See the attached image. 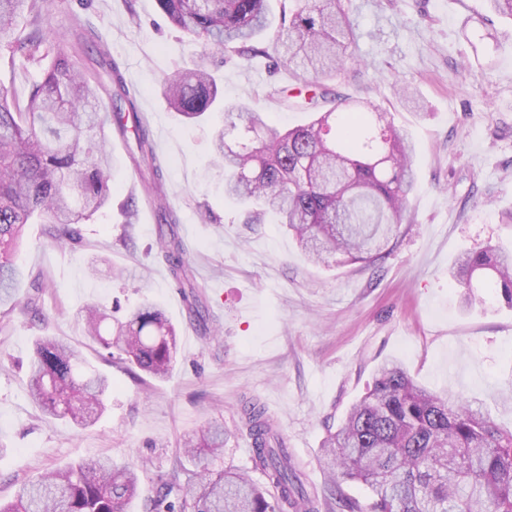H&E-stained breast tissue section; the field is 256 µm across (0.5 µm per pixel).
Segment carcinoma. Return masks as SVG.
<instances>
[{"mask_svg":"<svg viewBox=\"0 0 512 512\" xmlns=\"http://www.w3.org/2000/svg\"><path fill=\"white\" fill-rule=\"evenodd\" d=\"M268 2L157 0L191 41L246 59L258 54L254 40L272 27ZM293 2L288 22L275 31L274 61L293 73L294 106L313 114L310 122L280 129L262 112L221 106L217 80L201 65L166 75L161 94L190 122L224 112L211 163L224 170V198L241 208L243 223L285 227L311 261L336 256L367 264L382 257L400 229L415 182L414 146L369 102L339 97L318 109L328 95L319 78L336 75L351 59L350 0ZM0 48L25 71L50 60L25 98L0 86V307L9 315L37 310L35 298L22 302L16 293L25 276L15 261L25 226L42 224L46 244L71 246L79 240L77 225L109 203L110 116L101 113V79L80 72L67 40L47 26L45 0H0ZM95 63L114 87L111 99L129 104V113L116 116L134 127L131 158L158 201L160 223L171 227L177 218L164 198L163 165L147 124L101 45ZM159 253L188 310L202 317L183 241L162 232ZM449 274L464 289V304L476 300L474 289L489 288L512 307V252L491 244L467 251ZM77 318L92 343L111 358L123 356L134 380H163L173 368L176 330L155 303L143 302L122 320L94 305ZM108 389L77 347L53 336L37 341L28 392L43 414L92 424ZM243 430L263 483L205 463L224 449V427L209 422L184 444L199 468L181 467L185 479L163 481L147 512H336L338 502L344 512H512V431L475 399L419 385L397 360L376 370L371 387L323 440L331 481L324 496L305 488L279 425L256 399L244 402ZM138 471L136 462L89 458L22 484L13 499L0 500V512H127L139 496ZM344 482L366 486V500L336 498Z\"/></svg>","mask_w":512,"mask_h":512,"instance_id":"carcinoma-1","label":"carcinoma"}]
</instances>
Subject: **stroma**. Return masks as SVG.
Masks as SVG:
<instances>
[{
    "label": "stroma",
    "mask_w": 512,
    "mask_h": 512,
    "mask_svg": "<svg viewBox=\"0 0 512 512\" xmlns=\"http://www.w3.org/2000/svg\"><path fill=\"white\" fill-rule=\"evenodd\" d=\"M353 56L329 79L333 93L389 112L415 146L416 186L388 255L365 265L312 263L275 224H245L224 202V172L210 162V136L223 122H186L170 110L160 80L200 61L218 69L225 101L297 125L307 113L269 98L291 84L268 57L221 58L169 24L157 0H49L51 28L91 34L106 45L164 163V190L190 250L205 319L188 310L158 256V213L112 135L110 204L80 227L79 245L43 246L31 224L19 263L49 284L39 323L12 313L0 329V499L40 473L89 457L143 462L144 512L175 461L197 463L183 443L206 422L223 423L221 466L252 463L238 432L244 399L255 398L280 424L308 491L322 490L326 429L338 425L368 389L376 369L398 360L419 384L483 402L512 430V307L492 291L471 308L451 281L467 250L512 248V23L488 14L485 0H351ZM482 30L472 49L463 29ZM417 90L422 111L403 105ZM176 326L175 366L163 381L134 382L123 363L101 356L76 318L88 304L144 300ZM53 336L81 349L112 381L96 422L76 427L45 417L27 394L34 341Z\"/></svg>",
    "instance_id": "35a3bbf8"
}]
</instances>
